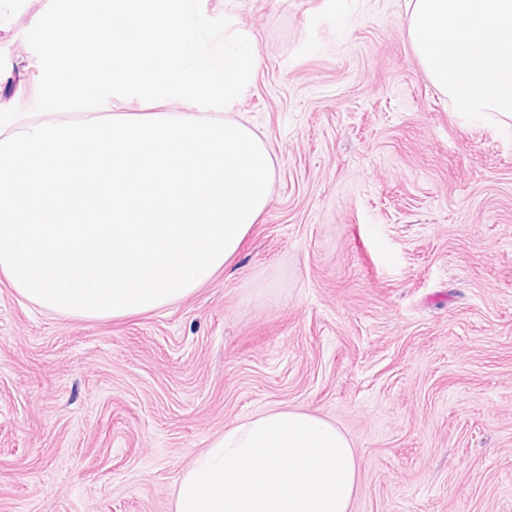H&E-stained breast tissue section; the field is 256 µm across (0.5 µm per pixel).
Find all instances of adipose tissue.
<instances>
[{"label":"adipose tissue","instance_id":"1","mask_svg":"<svg viewBox=\"0 0 512 512\" xmlns=\"http://www.w3.org/2000/svg\"><path fill=\"white\" fill-rule=\"evenodd\" d=\"M358 473L336 425L271 409L210 442L183 472L174 512H350Z\"/></svg>","mask_w":512,"mask_h":512}]
</instances>
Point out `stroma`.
<instances>
[{
  "mask_svg": "<svg viewBox=\"0 0 512 512\" xmlns=\"http://www.w3.org/2000/svg\"><path fill=\"white\" fill-rule=\"evenodd\" d=\"M407 0H202L255 45L220 109L275 159L272 200L213 280L83 321L0 283V512H173L241 420L295 408L360 464L351 512H512V137L454 112ZM49 0H0L25 40Z\"/></svg>",
  "mask_w": 512,
  "mask_h": 512,
  "instance_id": "1",
  "label": "stroma"
}]
</instances>
